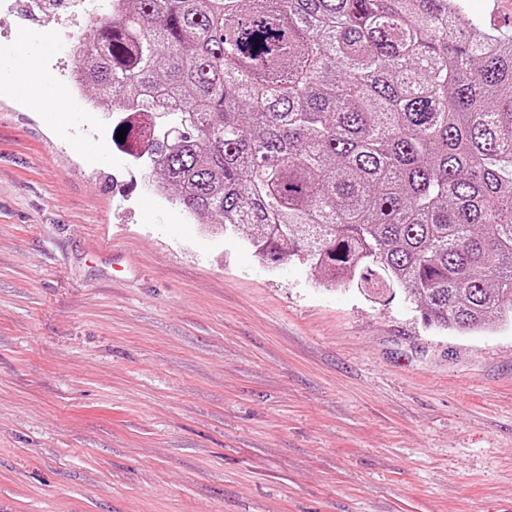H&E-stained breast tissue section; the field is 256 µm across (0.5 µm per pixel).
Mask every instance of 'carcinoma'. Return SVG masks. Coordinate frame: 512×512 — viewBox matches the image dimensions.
<instances>
[{"label": "carcinoma", "instance_id": "1", "mask_svg": "<svg viewBox=\"0 0 512 512\" xmlns=\"http://www.w3.org/2000/svg\"><path fill=\"white\" fill-rule=\"evenodd\" d=\"M131 152L190 214L242 225L424 323L512 322V39L457 0H126L78 51Z\"/></svg>", "mask_w": 512, "mask_h": 512}]
</instances>
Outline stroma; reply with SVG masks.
<instances>
[{"instance_id":"1","label":"stroma","mask_w":512,"mask_h":512,"mask_svg":"<svg viewBox=\"0 0 512 512\" xmlns=\"http://www.w3.org/2000/svg\"><path fill=\"white\" fill-rule=\"evenodd\" d=\"M92 10L0 0L62 107L0 81V512H512V324L426 327L151 195L69 80Z\"/></svg>"}]
</instances>
